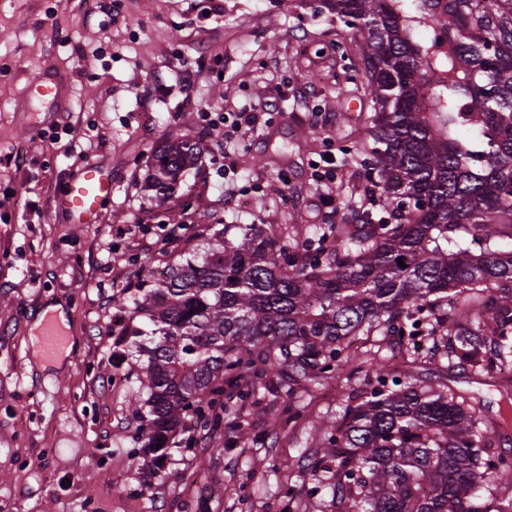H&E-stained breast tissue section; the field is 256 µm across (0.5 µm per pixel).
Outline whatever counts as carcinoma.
Returning a JSON list of instances; mask_svg holds the SVG:
<instances>
[{
  "label": "carcinoma",
  "mask_w": 512,
  "mask_h": 512,
  "mask_svg": "<svg viewBox=\"0 0 512 512\" xmlns=\"http://www.w3.org/2000/svg\"><path fill=\"white\" fill-rule=\"evenodd\" d=\"M427 2L331 3L361 39L374 104L369 166L392 217L332 226L329 250L315 255L261 224L212 227L135 300L134 313L154 326L141 419L155 464L185 422L221 428L224 386L255 392L278 369L291 407L349 362L352 339L385 326L409 337L402 363L371 359L367 388L325 438L322 458L334 466H313L332 504L481 512L477 493L512 488V457L489 452L507 417L488 419L481 405L405 369L426 309L444 302L459 363L494 370L512 358V0H446L440 11ZM410 25L432 29L433 41L412 42ZM200 155L190 140L155 149L146 188L158 204ZM486 307L487 321L477 316Z\"/></svg>",
  "instance_id": "carcinoma-1"
}]
</instances>
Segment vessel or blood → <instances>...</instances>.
I'll use <instances>...</instances> for the list:
<instances>
[{
	"instance_id": "vessel-or-blood-1",
	"label": "vessel or blood",
	"mask_w": 512,
	"mask_h": 512,
	"mask_svg": "<svg viewBox=\"0 0 512 512\" xmlns=\"http://www.w3.org/2000/svg\"><path fill=\"white\" fill-rule=\"evenodd\" d=\"M27 99H38L51 111L65 110L69 101L67 78L52 68H41L26 86ZM112 194V183L103 168L95 163L87 164L70 179L57 200V206L71 223H99L102 203ZM41 346L48 358L65 354L70 338L60 321L46 315L39 327Z\"/></svg>"
}]
</instances>
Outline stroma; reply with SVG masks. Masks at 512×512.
Instances as JSON below:
<instances>
[{"label": "stroma", "instance_id": "1", "mask_svg": "<svg viewBox=\"0 0 512 512\" xmlns=\"http://www.w3.org/2000/svg\"><path fill=\"white\" fill-rule=\"evenodd\" d=\"M46 66L71 79L67 110L21 111ZM362 68L355 30L323 0H0V512H85L90 500L95 512H326L312 425L365 388V369L327 375L297 419L277 383L225 390L224 430L178 431L154 474L134 406L148 397L134 331L152 325L133 310L151 272L208 225L261 224L304 245L381 216L361 206L373 115ZM244 109L259 119L250 131L228 142L208 130L206 114ZM64 122L60 143L43 138ZM169 138L202 155L160 207L145 179ZM327 154L336 165L320 186ZM92 162L112 195L100 223H69L57 198ZM55 305L75 348L59 369L32 345L35 309ZM447 346V330L427 339L415 375L498 417L512 380L448 364Z\"/></svg>", "mask_w": 512, "mask_h": 512}]
</instances>
